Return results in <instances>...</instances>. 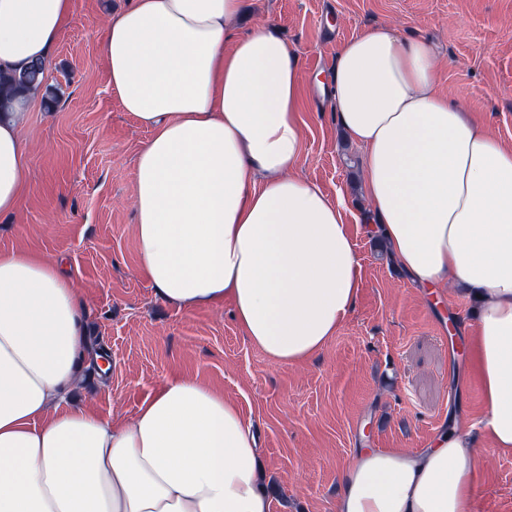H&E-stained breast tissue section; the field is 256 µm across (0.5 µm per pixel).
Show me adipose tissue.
Returning a JSON list of instances; mask_svg holds the SVG:
<instances>
[{
  "mask_svg": "<svg viewBox=\"0 0 512 512\" xmlns=\"http://www.w3.org/2000/svg\"><path fill=\"white\" fill-rule=\"evenodd\" d=\"M241 0H132L101 32L110 86L150 137L135 167L137 272L184 309L230 302L271 361L318 354L362 281L341 202L294 176L295 49L241 32ZM72 0H0V71L46 61ZM332 104L362 150L364 189L390 257L422 288L479 308L483 413L417 452L359 450L336 512H475L480 442L512 452V145L437 88L424 40L378 25L341 43ZM23 105L0 115V214L25 191ZM87 346L58 265L0 252V512H271L238 405L167 381L134 417L67 406Z\"/></svg>",
  "mask_w": 512,
  "mask_h": 512,
  "instance_id": "1",
  "label": "adipose tissue"
}]
</instances>
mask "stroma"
Segmentation results:
<instances>
[{
	"label": "stroma",
	"instance_id": "stroma-1",
	"mask_svg": "<svg viewBox=\"0 0 512 512\" xmlns=\"http://www.w3.org/2000/svg\"><path fill=\"white\" fill-rule=\"evenodd\" d=\"M130 0H73L46 63L56 96L26 108L27 192L0 214V251L64 262L82 300L88 348L71 404L131 418L168 380L232 398L255 430L272 512H335L339 470L362 448H425L452 417L482 413L469 370L464 294L419 290L366 231L361 151L344 136L328 89L301 93L300 175L340 199L362 265L354 309L301 366L254 347L217 302L186 310L136 272L134 169L150 132L111 89L100 34ZM241 31L268 24L299 53L303 76L327 74L340 43L389 25L428 41L450 101L512 144V0H242ZM475 512H512V453L481 448Z\"/></svg>",
	"mask_w": 512,
	"mask_h": 512
}]
</instances>
